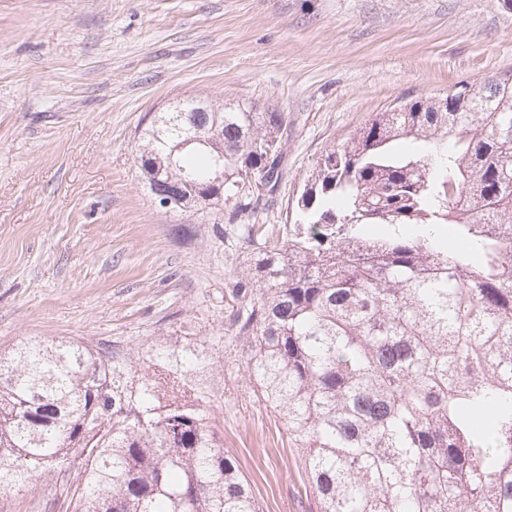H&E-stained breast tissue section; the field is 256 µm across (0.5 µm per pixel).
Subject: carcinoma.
<instances>
[{"label":"carcinoma","mask_w":512,"mask_h":512,"mask_svg":"<svg viewBox=\"0 0 512 512\" xmlns=\"http://www.w3.org/2000/svg\"><path fill=\"white\" fill-rule=\"evenodd\" d=\"M204 120L224 136L212 205L253 253L224 334L317 512H512V74L372 115L317 161L280 234L238 220L260 197L244 175L278 188L287 117L242 100ZM176 129L194 133L144 129L143 177L209 180L217 153L171 155ZM204 365L193 343L157 339L136 355L48 339L0 355V496L78 458L73 512H262L182 377Z\"/></svg>","instance_id":"obj_1"}]
</instances>
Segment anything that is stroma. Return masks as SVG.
Instances as JSON below:
<instances>
[{
    "label": "stroma",
    "mask_w": 512,
    "mask_h": 512,
    "mask_svg": "<svg viewBox=\"0 0 512 512\" xmlns=\"http://www.w3.org/2000/svg\"><path fill=\"white\" fill-rule=\"evenodd\" d=\"M512 72V0H0V350L29 338L109 354L191 338L213 356L211 425L263 512H316L296 449L224 344L246 269L226 211L160 208L135 145L187 95L288 115L257 224L373 113ZM77 471L0 499L69 512Z\"/></svg>",
    "instance_id": "stroma-1"
}]
</instances>
